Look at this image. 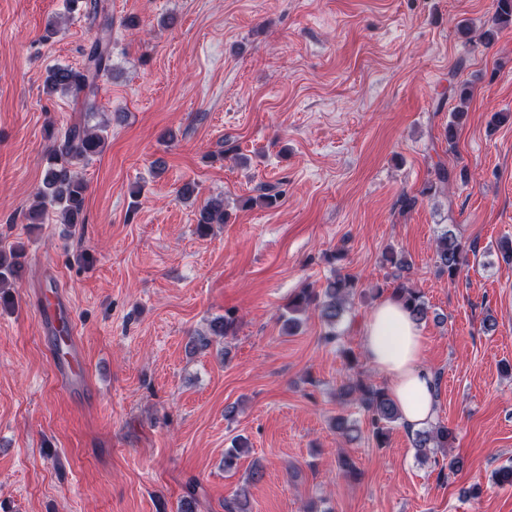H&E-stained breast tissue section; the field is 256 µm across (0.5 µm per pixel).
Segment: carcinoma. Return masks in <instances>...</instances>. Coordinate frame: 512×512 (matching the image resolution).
Instances as JSON below:
<instances>
[{"label": "carcinoma", "instance_id": "obj_1", "mask_svg": "<svg viewBox=\"0 0 512 512\" xmlns=\"http://www.w3.org/2000/svg\"><path fill=\"white\" fill-rule=\"evenodd\" d=\"M87 17L96 24L97 30L87 56L86 63L80 69L54 66L45 78L48 94L61 92L78 98L89 99L97 89V79L109 70L112 20L107 12L104 0H87L85 3ZM512 26V0H496L492 26L483 34L484 41L490 43L498 32ZM107 124L91 125L87 122L75 123L67 129L63 138L54 137V132L47 131V139L52 141L45 155V169L41 184L30 205L28 218L39 224L47 209L56 210L58 221L62 224L85 223L84 207L87 184L77 172V165L101 154L104 150ZM224 223V200L210 199L199 209L197 226L205 235L214 224ZM476 253L474 245H465L450 230H445L436 241V265L439 274L448 276L453 281L460 274L468 261V255ZM20 252L13 248L7 252L0 251V286L18 275ZM383 264L390 269L389 277L394 284L392 294L401 299L412 319L421 323L428 319L429 307L420 290L409 282L411 264L408 259L392 248L382 256ZM359 280L348 274H339L331 280L322 291L305 288L289 299L282 314L284 326L293 329L298 319L294 314L314 310L330 326L326 338L330 342L339 340L335 325L341 317L344 305L350 297L358 292ZM236 319L228 312L210 325L215 336H226L234 330ZM342 396L356 405L367 418L369 432L377 442L387 438L390 425L401 419L397 403L387 389L364 382L360 378L349 380L342 387ZM455 437L447 426L432 424L418 430L412 438V445L420 459L426 460L437 448H449ZM249 499L247 489L240 488L232 501L225 505V512H248Z\"/></svg>", "mask_w": 512, "mask_h": 512}]
</instances>
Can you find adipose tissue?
Segmentation results:
<instances>
[{
    "mask_svg": "<svg viewBox=\"0 0 512 512\" xmlns=\"http://www.w3.org/2000/svg\"><path fill=\"white\" fill-rule=\"evenodd\" d=\"M363 341L370 363L388 380L403 424L415 431L434 423L435 375L422 364V338L399 298L387 297L374 309L364 325Z\"/></svg>",
    "mask_w": 512,
    "mask_h": 512,
    "instance_id": "obj_1",
    "label": "adipose tissue"
}]
</instances>
